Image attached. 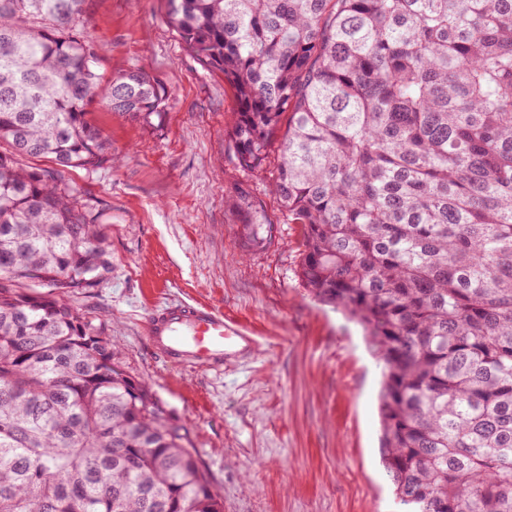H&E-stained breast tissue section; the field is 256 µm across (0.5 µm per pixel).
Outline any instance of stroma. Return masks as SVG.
Returning <instances> with one entry per match:
<instances>
[{"instance_id":"stroma-1","label":"stroma","mask_w":512,"mask_h":512,"mask_svg":"<svg viewBox=\"0 0 512 512\" xmlns=\"http://www.w3.org/2000/svg\"><path fill=\"white\" fill-rule=\"evenodd\" d=\"M87 11L99 73L146 65L169 100L148 124L94 107L112 159L67 178L107 203L112 270L62 301L109 313L113 358L190 429L224 512H409L382 461V366L360 327L303 285L301 225L261 174L237 168L233 88L169 27L167 0H88ZM241 186L273 222L271 245L249 255L230 204ZM169 301L223 311L257 350L218 373L161 360L145 321Z\"/></svg>"}]
</instances>
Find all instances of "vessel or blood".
I'll return each instance as SVG.
<instances>
[{"instance_id": "obj_1", "label": "vessel or blood", "mask_w": 512, "mask_h": 512, "mask_svg": "<svg viewBox=\"0 0 512 512\" xmlns=\"http://www.w3.org/2000/svg\"><path fill=\"white\" fill-rule=\"evenodd\" d=\"M145 333L166 361L221 371L228 355L255 351L258 340L241 324L211 307L167 302L152 310Z\"/></svg>"}]
</instances>
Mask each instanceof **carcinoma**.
I'll use <instances>...</instances> for the list:
<instances>
[{
  "instance_id": "obj_1",
  "label": "carcinoma",
  "mask_w": 512,
  "mask_h": 512,
  "mask_svg": "<svg viewBox=\"0 0 512 512\" xmlns=\"http://www.w3.org/2000/svg\"><path fill=\"white\" fill-rule=\"evenodd\" d=\"M167 23L235 90L239 168L282 134L267 188L303 228L302 281L383 362L396 496L512 512V0H168ZM98 60L86 0H0V512H224L107 319L60 299L111 269L101 202L65 179L109 159L90 107L167 100ZM233 209L266 247L253 192Z\"/></svg>"
}]
</instances>
